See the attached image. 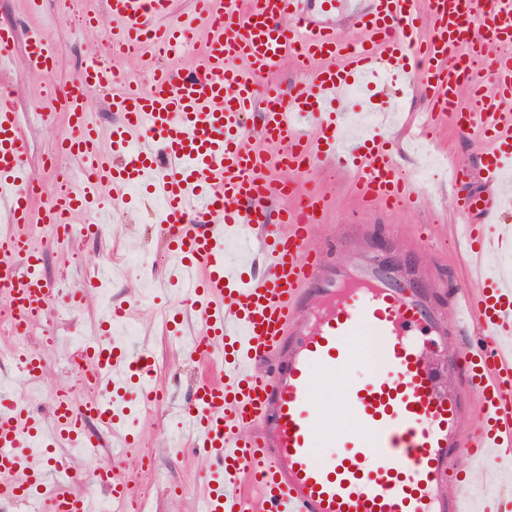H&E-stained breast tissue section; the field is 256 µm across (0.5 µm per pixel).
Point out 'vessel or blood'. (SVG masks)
<instances>
[{
	"label": "vessel or blood",
	"instance_id": "obj_1",
	"mask_svg": "<svg viewBox=\"0 0 512 512\" xmlns=\"http://www.w3.org/2000/svg\"><path fill=\"white\" fill-rule=\"evenodd\" d=\"M197 7L209 24L193 69L157 68L147 90L121 79L113 61L147 45L167 61L181 56L195 39L192 18L174 16L172 0H105L104 12L85 14V25L106 33L100 56L51 94L72 129L56 150L77 162L82 178L38 213L17 98L0 86V221L14 226L0 238V294L15 320L79 307L98 286L92 277L58 294L40 271L43 251L23 247L32 224H71L99 210V186L127 203L140 188L143 203L164 202L168 283L184 296L165 323L180 331L192 311L200 328L183 350L221 371L200 379L177 410L180 446L214 463L204 480L206 512H512L511 491L471 510L466 484L453 478L460 454L512 463V278L482 265L512 241V0H197ZM426 17L434 31L421 42L417 25ZM343 21L363 38L338 41ZM23 58L31 72L48 74L59 54L32 34ZM286 61L307 77L284 89L272 75ZM387 74L428 101L419 132L447 125L478 142V169L492 185L487 195L455 199L456 233L476 267L468 291L453 295L449 320L423 288L383 263L336 258L334 240L315 245L325 193L275 177H308L332 161L363 205H420L387 126L352 137L354 116L338 109L357 83L369 92L364 107L373 108L388 92ZM90 89L106 91L122 115L108 131L87 118ZM254 114L274 153L253 145ZM286 197L290 205L272 211ZM489 220L498 234L484 232ZM231 241L245 247L235 263L226 259ZM452 325L474 342L448 360L459 378L450 391L433 361ZM365 336L383 366L346 387L342 406L356 427L342 453L322 458L314 378L350 367ZM133 356L116 339L88 357L89 372L105 376L112 391L82 406L53 401L50 428L59 440L97 447L87 421L125 429L130 396L157 402L152 371L132 373ZM467 415L474 421L464 431ZM46 428L0 398V502L26 501L55 474L33 457Z\"/></svg>",
	"mask_w": 512,
	"mask_h": 512
}]
</instances>
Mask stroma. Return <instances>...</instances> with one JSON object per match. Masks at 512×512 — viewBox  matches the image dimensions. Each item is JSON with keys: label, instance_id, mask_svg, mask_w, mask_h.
<instances>
[{"label": "stroma", "instance_id": "stroma-1", "mask_svg": "<svg viewBox=\"0 0 512 512\" xmlns=\"http://www.w3.org/2000/svg\"><path fill=\"white\" fill-rule=\"evenodd\" d=\"M104 8V0H0V26H14L22 40L32 32L44 33L59 50L60 64L54 73L33 74L19 58L6 70H0V82L14 90L24 111L37 110L50 115L46 122L30 119L24 122L28 174L38 178L49 192L57 183L53 170L45 166L44 158L71 132L65 113L56 111L52 104L49 86L74 78L85 61L98 55L102 46L101 31L79 29L74 14L78 11L100 13ZM432 141L433 151L427 156L418 152L415 143L405 144L402 158L405 170L437 163L448 168L455 161L475 158V145L459 138L449 128L433 129ZM314 183L329 195L323 223L317 227L315 239H322L332 232L339 233L350 254L359 252L365 241L391 246L400 259L415 264L426 274L434 287L435 306L442 313H449V294L464 285L465 258L448 235L453 199L447 180L438 179L421 185L424 199L418 208L411 210L360 207L349 189L347 177L329 167L316 173ZM118 215L119 222L110 224L97 240L77 233L68 241L54 245L50 242L47 225L41 224L35 228L29 242L34 248L45 249L47 276H55L64 269L77 285L82 284L102 260L111 259L112 279L107 286L113 304L136 303L133 319L138 326L137 340L149 345L157 365L155 381L168 395L167 403L152 418H136V450L151 456L159 472L155 475L134 473L128 457L113 456L112 444L108 441L92 458L71 454L65 448L57 449L56 456L82 476L83 481L75 485V492L102 496V489L92 483L91 476L106 464L112 466L114 472L124 475L134 495L150 491L151 512H198L201 502L198 484L209 463L192 449L175 447L169 431L176 426L175 411L197 381L206 374L219 378L220 373L178 354L176 337L165 335L151 319L152 300L145 297L143 291L146 286L163 281L165 276L164 245L155 230L152 209L124 206ZM131 252L150 253L155 260L153 270L145 275L125 271L122 260ZM100 316L99 301L93 296L78 309L64 313L62 319L56 320L54 328H46L44 320L34 321L29 334L35 351L43 358V391L29 395L24 379L19 377L10 387V394L25 399L31 411L42 419H49L50 392L76 388L66 360L65 342L76 329L91 327ZM456 468L479 472V480L469 485V494L477 503L512 484V469L493 470L469 456L459 457Z\"/></svg>", "mask_w": 512, "mask_h": 512}]
</instances>
